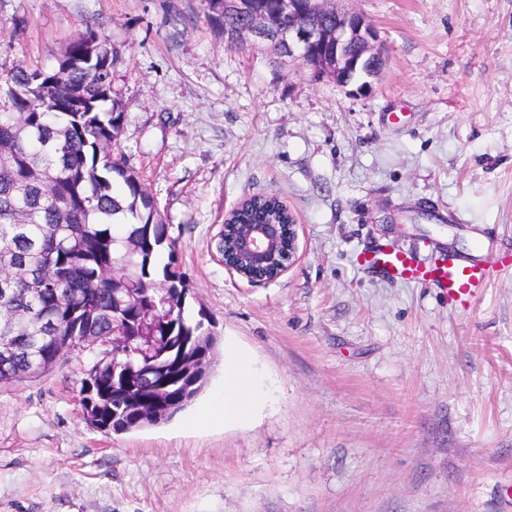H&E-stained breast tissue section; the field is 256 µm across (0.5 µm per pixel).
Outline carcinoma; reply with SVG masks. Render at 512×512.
<instances>
[{
	"label": "carcinoma",
	"mask_w": 512,
	"mask_h": 512,
	"mask_svg": "<svg viewBox=\"0 0 512 512\" xmlns=\"http://www.w3.org/2000/svg\"><path fill=\"white\" fill-rule=\"evenodd\" d=\"M210 22L222 31L248 24L224 12V0H204ZM115 52L92 26L67 45L50 70L0 73V247L18 263L36 262L44 277L32 290L20 270L0 273V341L16 346L14 360L0 363V386L37 375L57 362L64 344L93 349L124 327L112 344V360H97L82 381L83 419L116 434L171 418V401L190 404L205 381L191 367L210 368L215 337L204 318L186 311L188 285L176 270L175 242L154 197L125 162L112 156L121 135L124 104L112 97ZM288 222L274 195H262L246 214L250 222ZM168 262L161 263L163 253ZM125 271L114 281L112 271ZM153 310L166 383L140 379L123 393L112 377L149 366L125 316Z\"/></svg>",
	"instance_id": "obj_1"
}]
</instances>
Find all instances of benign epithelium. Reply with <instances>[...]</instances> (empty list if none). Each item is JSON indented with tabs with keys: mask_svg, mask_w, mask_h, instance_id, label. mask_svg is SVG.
<instances>
[{
	"mask_svg": "<svg viewBox=\"0 0 512 512\" xmlns=\"http://www.w3.org/2000/svg\"><path fill=\"white\" fill-rule=\"evenodd\" d=\"M255 0H224V11L249 16L252 23L224 33L230 47L257 45L258 33L275 30L288 49V59L307 68L315 78H329L342 87L356 86V92L372 88L384 64V47L374 27L353 8L336 6V0H280L279 17L258 13ZM336 15V25L315 24L311 18ZM240 203L224 218V268L249 282L274 281L287 270L296 254L295 219L286 224H250L233 221L243 210Z\"/></svg>",
	"mask_w": 512,
	"mask_h": 512,
	"instance_id": "1",
	"label": "benign epithelium"
}]
</instances>
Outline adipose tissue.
<instances>
[{
	"mask_svg": "<svg viewBox=\"0 0 512 512\" xmlns=\"http://www.w3.org/2000/svg\"><path fill=\"white\" fill-rule=\"evenodd\" d=\"M259 400L255 389V372L249 358L239 350H230L224 358L225 422H239L249 417Z\"/></svg>",
	"mask_w": 512,
	"mask_h": 512,
	"instance_id": "obj_1",
	"label": "adipose tissue"
}]
</instances>
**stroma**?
I'll list each match as a JSON object with an SVG mask.
<instances>
[{
    "label": "stroma",
    "mask_w": 512,
    "mask_h": 512,
    "mask_svg": "<svg viewBox=\"0 0 512 512\" xmlns=\"http://www.w3.org/2000/svg\"><path fill=\"white\" fill-rule=\"evenodd\" d=\"M357 7L386 53L361 95L228 47L202 0H0V73L108 35L118 152L218 338L194 402L128 433L81 417L89 353L0 386V512H512V271L463 312L355 263L379 243L512 251V0ZM265 192L296 216L298 254L250 283L217 245ZM231 346L261 404L226 426L205 415Z\"/></svg>",
    "instance_id": "stroma-1"
}]
</instances>
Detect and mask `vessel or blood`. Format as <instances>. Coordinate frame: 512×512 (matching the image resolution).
<instances>
[{
	"label": "vessel or blood",
	"instance_id": "b4317fda",
	"mask_svg": "<svg viewBox=\"0 0 512 512\" xmlns=\"http://www.w3.org/2000/svg\"><path fill=\"white\" fill-rule=\"evenodd\" d=\"M357 265L363 272L388 281H401L436 288L449 303L468 310L472 299L487 288L492 269L487 264L466 259L451 251L424 257L394 245H378L361 252Z\"/></svg>",
	"mask_w": 512,
	"mask_h": 512
}]
</instances>
